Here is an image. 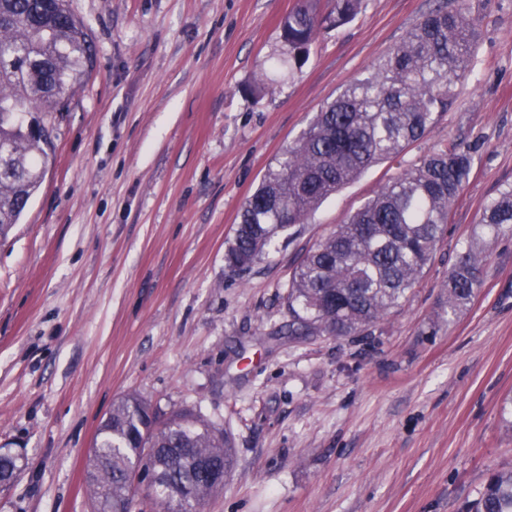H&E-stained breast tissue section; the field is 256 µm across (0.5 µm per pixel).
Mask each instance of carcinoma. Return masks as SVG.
Listing matches in <instances>:
<instances>
[{
  "label": "carcinoma",
  "mask_w": 512,
  "mask_h": 512,
  "mask_svg": "<svg viewBox=\"0 0 512 512\" xmlns=\"http://www.w3.org/2000/svg\"><path fill=\"white\" fill-rule=\"evenodd\" d=\"M361 0H296L281 24L288 60L301 64L316 31L340 27ZM476 25L463 2L422 17L368 77L347 85L297 144L277 160L244 204L225 252L228 267L246 272L282 232L303 224L316 207L371 166L421 140L448 110L454 82L465 77ZM92 60L85 26L65 0H0V241L7 239L39 189L49 161L50 132L32 114L52 112L81 82ZM470 150L455 144L402 169L346 223L312 246L288 284V335L374 336L423 275L469 178ZM471 242L448 268V315L470 305L483 285L485 238L512 229V185L488 199ZM224 428L187 409L162 418L138 395L113 404L90 457L97 512H124L137 474L147 472L154 512H173L179 493L199 504L219 487L202 465L232 471ZM19 457L0 453V478ZM465 512H512V467L494 471Z\"/></svg>",
  "instance_id": "obj_1"
}]
</instances>
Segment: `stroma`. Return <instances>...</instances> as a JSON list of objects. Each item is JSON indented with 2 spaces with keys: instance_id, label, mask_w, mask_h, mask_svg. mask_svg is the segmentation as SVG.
<instances>
[{
  "instance_id": "35a3bbf8",
  "label": "stroma",
  "mask_w": 512,
  "mask_h": 512,
  "mask_svg": "<svg viewBox=\"0 0 512 512\" xmlns=\"http://www.w3.org/2000/svg\"><path fill=\"white\" fill-rule=\"evenodd\" d=\"M438 2L363 0L288 69L295 0H68L92 64L66 110L43 113L51 163L0 244V446L21 454L0 512H92L89 456L129 393L228 432L235 467L203 512H463L512 466V231L489 239L472 304L443 310L455 253L512 184V0H465L470 72L423 139L250 271L224 260L282 152ZM450 143L470 148L469 179L379 335H289L304 253Z\"/></svg>"
}]
</instances>
